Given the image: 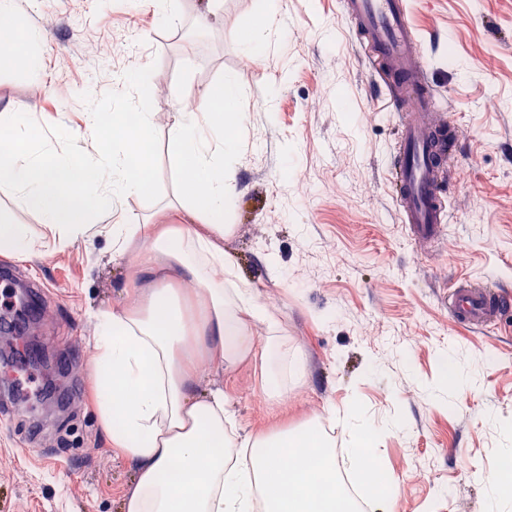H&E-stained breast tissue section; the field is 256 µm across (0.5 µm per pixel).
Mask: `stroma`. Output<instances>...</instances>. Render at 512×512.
Returning <instances> with one entry per match:
<instances>
[{"mask_svg":"<svg viewBox=\"0 0 512 512\" xmlns=\"http://www.w3.org/2000/svg\"><path fill=\"white\" fill-rule=\"evenodd\" d=\"M179 0L161 19L150 0H15L17 28L45 42L0 63V113L62 125L85 152L82 93L115 90V78L153 66L160 140L182 106L234 77L239 96L233 208L224 255L266 319L250 322L253 354L209 370L197 390L223 388L239 436L317 419L348 447L350 409L380 429V463L397 480L389 507L366 512H486V475L512 448V320L468 329L448 295L458 279L512 287V0H408L437 104L421 124L455 127L461 140L443 169L451 185L438 239L400 221L385 167L396 153L398 117L374 82L341 0ZM260 41L248 53L245 38ZM496 106H489V99ZM162 196L131 195L94 219L85 239L54 245L40 218L0 194V213L26 225L24 259L0 265L43 289L37 332L62 361L65 410L0 416V512H122L132 464L112 449L88 396L101 313L133 302L126 263L112 259L102 227L175 224L167 205L182 174L160 151ZM288 344L298 378L277 399L261 391L258 356L267 337ZM476 377L449 394L446 366Z\"/></svg>","mask_w":512,"mask_h":512,"instance_id":"1","label":"stroma"}]
</instances>
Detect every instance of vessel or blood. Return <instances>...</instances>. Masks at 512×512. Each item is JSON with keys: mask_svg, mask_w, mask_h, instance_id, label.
<instances>
[{"mask_svg": "<svg viewBox=\"0 0 512 512\" xmlns=\"http://www.w3.org/2000/svg\"><path fill=\"white\" fill-rule=\"evenodd\" d=\"M345 16L356 25L355 35L369 54L375 79L392 82L389 102L399 112L401 154L389 173L391 191L402 223L419 234L434 237L444 221L437 170L450 147L445 137L429 139L418 131V114L435 103V94L422 67L413 62V33L407 0H343ZM454 320L462 326L487 324L512 312V297L494 282L457 283L450 298ZM40 378L16 363L4 391L12 408L36 412L41 400Z\"/></svg>", "mask_w": 512, "mask_h": 512, "instance_id": "b4317fda", "label": "vessel or blood"}]
</instances>
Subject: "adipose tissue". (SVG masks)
<instances>
[{
  "instance_id": "adipose-tissue-1",
  "label": "adipose tissue",
  "mask_w": 512,
  "mask_h": 512,
  "mask_svg": "<svg viewBox=\"0 0 512 512\" xmlns=\"http://www.w3.org/2000/svg\"><path fill=\"white\" fill-rule=\"evenodd\" d=\"M221 99L202 93L196 109L169 130L181 174L178 224H112L113 259L138 241L128 285L138 299L101 314L95 345L94 402L112 447L136 466L124 512H312L317 485L336 481V453L319 431L280 430L237 441L223 388L198 393L205 368L223 369L252 349L244 316H262L249 289H225L224 214L233 206L230 161L237 143L225 138L217 102L238 96L225 78ZM189 281L192 292L177 288ZM346 457L370 497L393 498L397 483L380 473L378 429L356 410Z\"/></svg>"
}]
</instances>
